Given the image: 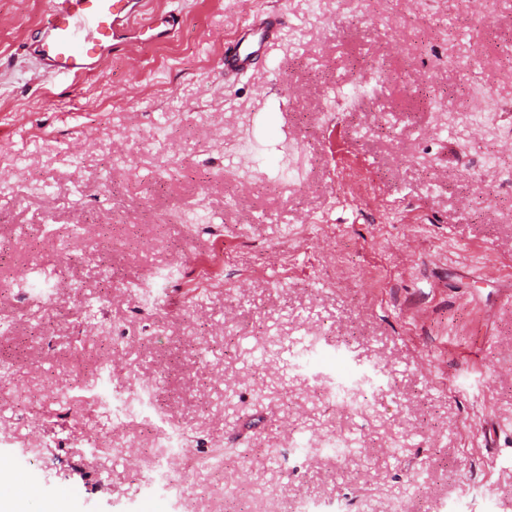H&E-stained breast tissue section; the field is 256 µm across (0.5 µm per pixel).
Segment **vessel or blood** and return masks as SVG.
<instances>
[{"mask_svg": "<svg viewBox=\"0 0 512 512\" xmlns=\"http://www.w3.org/2000/svg\"><path fill=\"white\" fill-rule=\"evenodd\" d=\"M285 27L281 13L255 15L247 29L224 45V75H247ZM176 36L173 15L148 14L144 0H48L39 59L45 74L95 75L131 38L164 42Z\"/></svg>", "mask_w": 512, "mask_h": 512, "instance_id": "vessel-or-blood-1", "label": "vessel or blood"}]
</instances>
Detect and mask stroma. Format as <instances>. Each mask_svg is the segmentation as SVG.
I'll return each instance as SVG.
<instances>
[{
	"label": "stroma",
	"mask_w": 512,
	"mask_h": 512,
	"mask_svg": "<svg viewBox=\"0 0 512 512\" xmlns=\"http://www.w3.org/2000/svg\"><path fill=\"white\" fill-rule=\"evenodd\" d=\"M146 9L177 37L75 79L36 70L46 0H0V455L71 512H512V11ZM264 10L281 38L225 81V39ZM480 96L500 111L459 108ZM33 268L47 303L15 286ZM76 379L131 410L94 424Z\"/></svg>",
	"instance_id": "1"
}]
</instances>
